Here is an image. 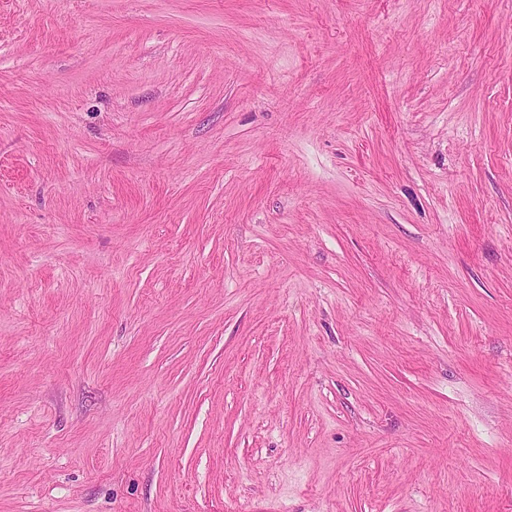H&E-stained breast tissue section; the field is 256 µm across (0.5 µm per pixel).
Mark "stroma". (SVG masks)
Masks as SVG:
<instances>
[{
	"instance_id": "35a3bbf8",
	"label": "stroma",
	"mask_w": 512,
	"mask_h": 512,
	"mask_svg": "<svg viewBox=\"0 0 512 512\" xmlns=\"http://www.w3.org/2000/svg\"><path fill=\"white\" fill-rule=\"evenodd\" d=\"M0 512H512V0H0Z\"/></svg>"
}]
</instances>
